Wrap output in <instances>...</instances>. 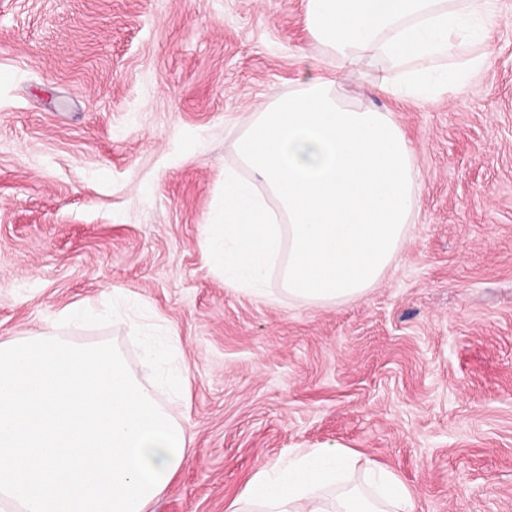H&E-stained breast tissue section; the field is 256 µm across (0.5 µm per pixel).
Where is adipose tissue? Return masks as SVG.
<instances>
[{
    "mask_svg": "<svg viewBox=\"0 0 512 512\" xmlns=\"http://www.w3.org/2000/svg\"><path fill=\"white\" fill-rule=\"evenodd\" d=\"M411 489L351 448H299L254 473L228 512H414Z\"/></svg>",
    "mask_w": 512,
    "mask_h": 512,
    "instance_id": "ef3b65f1",
    "label": "adipose tissue"
}]
</instances>
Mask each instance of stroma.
Returning <instances> with one entry per match:
<instances>
[{
    "instance_id": "stroma-1",
    "label": "stroma",
    "mask_w": 512,
    "mask_h": 512,
    "mask_svg": "<svg viewBox=\"0 0 512 512\" xmlns=\"http://www.w3.org/2000/svg\"><path fill=\"white\" fill-rule=\"evenodd\" d=\"M303 0H0V340L69 304L138 296L178 340L162 402L187 461L149 512H226L261 467L340 445L395 472L415 512H512V0L485 65L436 100L340 93L392 113L420 171L401 260L363 300L290 301L206 260L246 116L324 73ZM114 342L123 322L64 326Z\"/></svg>"
}]
</instances>
